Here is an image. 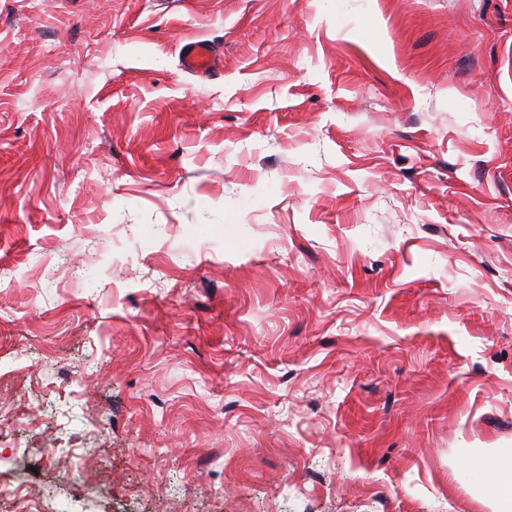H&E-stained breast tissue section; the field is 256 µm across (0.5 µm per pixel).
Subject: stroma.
<instances>
[{"label":"stroma","instance_id":"stroma-1","mask_svg":"<svg viewBox=\"0 0 512 512\" xmlns=\"http://www.w3.org/2000/svg\"><path fill=\"white\" fill-rule=\"evenodd\" d=\"M0 448V512H489L512 0H0ZM181 65L189 73L208 77L217 66L212 46L204 41L186 44L181 50Z\"/></svg>","mask_w":512,"mask_h":512}]
</instances>
